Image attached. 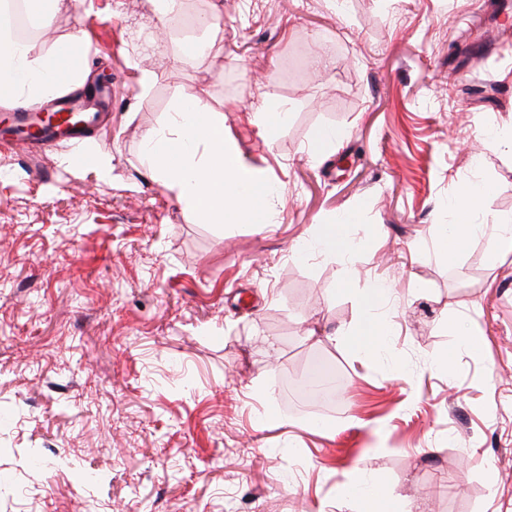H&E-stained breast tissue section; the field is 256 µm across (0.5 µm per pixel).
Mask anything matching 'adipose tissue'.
<instances>
[{
	"label": "adipose tissue",
	"instance_id": "ef3b65f1",
	"mask_svg": "<svg viewBox=\"0 0 512 512\" xmlns=\"http://www.w3.org/2000/svg\"><path fill=\"white\" fill-rule=\"evenodd\" d=\"M58 56L50 60L32 59L28 49L19 45L9 32H0V102L22 106L40 104L56 94L62 83L58 73ZM489 186L483 182L461 183L452 201L454 221L437 236L438 253L455 258L464 242L476 237H489L493 266L512 265V215L495 216L485 222H475L474 216ZM390 294L389 289L372 286L366 289L364 305L366 317L351 333L366 350L384 348L388 331L379 314Z\"/></svg>",
	"mask_w": 512,
	"mask_h": 512
}]
</instances>
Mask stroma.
Returning <instances> with one entry per match:
<instances>
[{
  "instance_id": "1",
  "label": "stroma",
  "mask_w": 512,
  "mask_h": 512,
  "mask_svg": "<svg viewBox=\"0 0 512 512\" xmlns=\"http://www.w3.org/2000/svg\"><path fill=\"white\" fill-rule=\"evenodd\" d=\"M213 11L222 38L183 55ZM74 35L112 80L105 116L0 146V512H359L352 477L412 512H512V266L484 238L432 244L460 182L489 184L481 218L512 214V146L482 145L512 128V0H184L164 21L64 0L30 52ZM265 93L290 106L268 140ZM196 95L276 185L264 227L205 223L151 173L144 132ZM347 218L351 254L296 261ZM375 282L377 354L346 334ZM315 354L342 377L330 411L281 389Z\"/></svg>"
}]
</instances>
